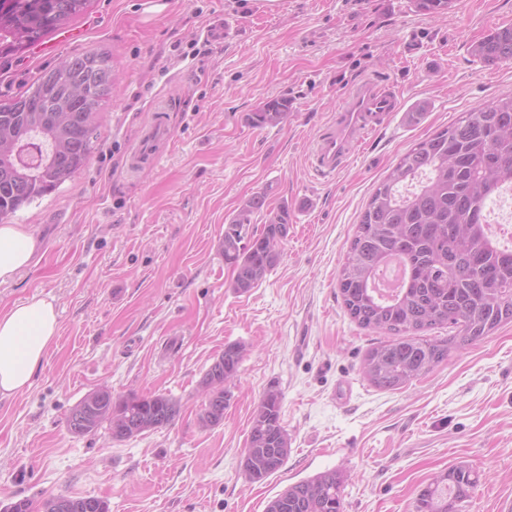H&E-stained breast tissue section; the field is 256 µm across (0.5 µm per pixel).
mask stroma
Instances as JSON below:
<instances>
[{"label":"stroma","mask_w":512,"mask_h":512,"mask_svg":"<svg viewBox=\"0 0 512 512\" xmlns=\"http://www.w3.org/2000/svg\"><path fill=\"white\" fill-rule=\"evenodd\" d=\"M216 17L231 24L220 42L203 33ZM508 24L512 0H454L442 20L412 0H90L68 26L78 40L52 33L0 63V103L67 56L102 52L112 68L86 166L11 218L41 248L0 283V312L51 299L59 334L30 389L0 400V512L21 499L42 512L59 495L102 498L109 512H265L289 485L330 470L344 475V512H416L420 489L457 465L483 475L460 512L512 502V323L384 391L363 375L381 335L350 319L337 289L364 207L398 157L512 93V64L473 52ZM371 72L398 87L399 112L335 178L316 179L306 163L316 132ZM280 97L287 119L254 125ZM159 116L169 135L158 163L129 169ZM258 193L255 226L284 206L288 236L278 266L239 293L219 241ZM231 343L247 349L233 397L219 425L201 426V380ZM272 386L291 448L253 482L241 461ZM98 389L165 393L180 414L124 440L105 425L72 434L71 409Z\"/></svg>","instance_id":"1"}]
</instances>
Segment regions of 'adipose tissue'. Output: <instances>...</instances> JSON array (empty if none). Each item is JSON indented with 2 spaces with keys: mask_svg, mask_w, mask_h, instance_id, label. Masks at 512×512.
<instances>
[{
  "mask_svg": "<svg viewBox=\"0 0 512 512\" xmlns=\"http://www.w3.org/2000/svg\"><path fill=\"white\" fill-rule=\"evenodd\" d=\"M36 250L20 224L0 225V283L26 269ZM59 332L57 312L47 298L33 296L0 313V399L28 390Z\"/></svg>",
  "mask_w": 512,
  "mask_h": 512,
  "instance_id": "obj_1",
  "label": "adipose tissue"
}]
</instances>
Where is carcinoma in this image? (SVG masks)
<instances>
[{"label": "carcinoma", "mask_w": 512, "mask_h": 512, "mask_svg": "<svg viewBox=\"0 0 512 512\" xmlns=\"http://www.w3.org/2000/svg\"><path fill=\"white\" fill-rule=\"evenodd\" d=\"M90 0H0V61L24 53L46 35L64 28ZM418 11L444 15L453 0H414ZM486 63H512V25L499 28L475 46ZM64 72L51 68L37 82L0 103V220L56 191L88 162L96 132L97 107L112 92V71L102 53L68 58ZM290 109L286 98L267 101L252 116L256 126L277 124ZM512 188V95L464 112L453 124L403 154L373 193L357 226L338 275V290L350 319L390 339L364 357L367 381L382 390H400L461 350L512 321V245L492 231L488 213L502 191ZM265 196L249 198L224 227L219 243L233 270L232 288L247 292L281 260L279 245L288 236L284 205L255 229L253 215ZM406 270L402 283L384 297L372 288L393 260ZM448 327L446 338L424 333ZM245 347L228 344L203 381L223 386L206 392L200 417L205 427L224 419ZM282 394L264 393L251 421L243 471L252 482L278 471L288 457L290 439L281 423ZM179 401L168 394L130 392L112 399L98 391L91 404L70 412L71 433L88 435L107 422L121 440L171 424ZM480 475L455 466L420 490L416 512H458ZM341 473H318L288 486L266 512H343ZM44 512H109L105 500L57 496Z\"/></svg>", "instance_id": "1"}]
</instances>
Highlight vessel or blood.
<instances>
[{"instance_id": "b4317fda", "label": "vessel or blood", "mask_w": 512, "mask_h": 512, "mask_svg": "<svg viewBox=\"0 0 512 512\" xmlns=\"http://www.w3.org/2000/svg\"><path fill=\"white\" fill-rule=\"evenodd\" d=\"M399 109V96L387 79L378 75L357 78L314 140L308 156L312 171L324 179L335 177L361 149L364 138L386 127ZM164 134L163 120H156L130 154L131 168H140L144 159L152 158L153 143Z\"/></svg>"}]
</instances>
